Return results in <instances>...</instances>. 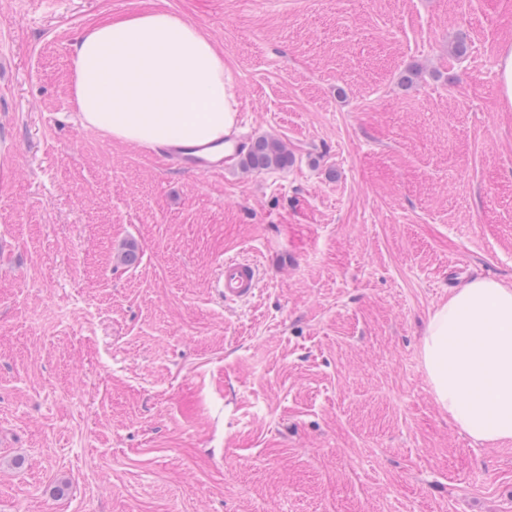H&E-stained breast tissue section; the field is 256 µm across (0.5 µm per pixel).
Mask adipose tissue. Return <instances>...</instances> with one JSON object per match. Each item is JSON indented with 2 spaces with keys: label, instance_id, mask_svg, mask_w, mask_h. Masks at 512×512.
Listing matches in <instances>:
<instances>
[{
  "label": "adipose tissue",
  "instance_id": "ef3b65f1",
  "mask_svg": "<svg viewBox=\"0 0 512 512\" xmlns=\"http://www.w3.org/2000/svg\"><path fill=\"white\" fill-rule=\"evenodd\" d=\"M72 98L84 125L151 148L236 130L224 53L198 27L151 10L89 28L74 47ZM421 355L438 406L477 441L512 440V284L476 278L429 317Z\"/></svg>",
  "mask_w": 512,
  "mask_h": 512
}]
</instances>
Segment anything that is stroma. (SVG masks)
Listing matches in <instances>:
<instances>
[{"instance_id":"35a3bbf8","label":"stroma","mask_w":512,"mask_h":512,"mask_svg":"<svg viewBox=\"0 0 512 512\" xmlns=\"http://www.w3.org/2000/svg\"><path fill=\"white\" fill-rule=\"evenodd\" d=\"M154 9L288 168L81 124L75 43ZM511 44L512 0H0V512H512V441L421 357L453 288L512 281ZM232 256L250 300L214 292ZM499 72L501 79V96L512 104V47L504 49L500 56ZM260 278V269L254 262L227 259L218 268L214 288L221 300L243 301L254 294Z\"/></svg>"}]
</instances>
